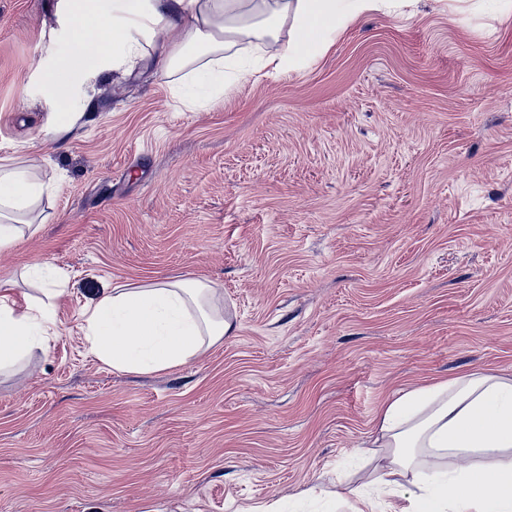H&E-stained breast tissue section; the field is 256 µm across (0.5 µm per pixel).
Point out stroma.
<instances>
[{
  "mask_svg": "<svg viewBox=\"0 0 512 512\" xmlns=\"http://www.w3.org/2000/svg\"><path fill=\"white\" fill-rule=\"evenodd\" d=\"M70 42L64 0H0V165L48 186L0 286L25 308L39 262L64 290L0 373V512H350L393 392L512 374V11L402 0L204 107L147 45L76 82L68 131ZM186 278L220 343L145 375L87 351L115 285Z\"/></svg>",
  "mask_w": 512,
  "mask_h": 512,
  "instance_id": "1",
  "label": "stroma"
}]
</instances>
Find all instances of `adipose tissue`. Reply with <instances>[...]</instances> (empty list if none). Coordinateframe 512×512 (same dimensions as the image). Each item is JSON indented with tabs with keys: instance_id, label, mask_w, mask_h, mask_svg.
<instances>
[{
	"instance_id": "adipose-tissue-1",
	"label": "adipose tissue",
	"mask_w": 512,
	"mask_h": 512,
	"mask_svg": "<svg viewBox=\"0 0 512 512\" xmlns=\"http://www.w3.org/2000/svg\"><path fill=\"white\" fill-rule=\"evenodd\" d=\"M383 0H67L72 40L60 64L45 74L47 93L71 111L76 79L104 60L120 66L137 58L143 41L183 34L159 61L165 72L186 67L190 104L223 96L240 78L271 69L299 73L359 15ZM290 26L286 45L278 34ZM254 41L253 53L227 54L230 38ZM43 194L27 169L0 166V250L23 234L18 215ZM17 309L0 294V369L46 347L54 320L49 308L59 290ZM233 328L216 288L200 280L115 286L81 313L88 351L124 373L164 372L198 358ZM370 445L382 489L417 485L407 506L389 512H512V375L476 371L398 390L375 415ZM458 465L436 472L440 457Z\"/></svg>"
}]
</instances>
